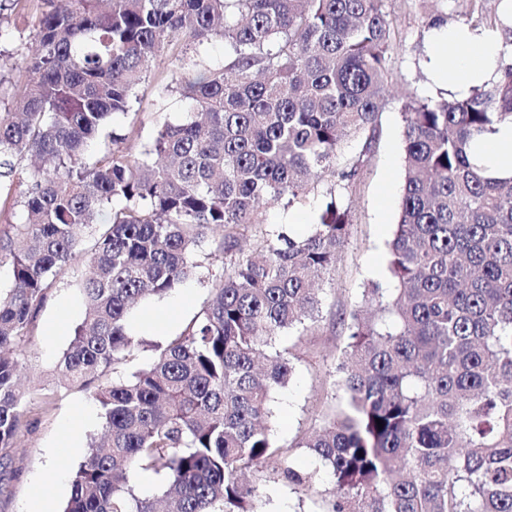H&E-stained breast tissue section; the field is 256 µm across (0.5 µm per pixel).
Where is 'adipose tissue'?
Listing matches in <instances>:
<instances>
[{
	"mask_svg": "<svg viewBox=\"0 0 512 512\" xmlns=\"http://www.w3.org/2000/svg\"><path fill=\"white\" fill-rule=\"evenodd\" d=\"M430 60L435 75L465 95L473 87L498 80L512 57L492 35L480 36L466 27L444 26ZM476 150L489 173L512 174V123L500 125L489 138L478 139Z\"/></svg>",
	"mask_w": 512,
	"mask_h": 512,
	"instance_id": "1",
	"label": "adipose tissue"
}]
</instances>
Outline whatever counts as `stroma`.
Returning a JSON list of instances; mask_svg holds the SVG:
<instances>
[{
	"label": "stroma",
	"instance_id": "35a3bbf8",
	"mask_svg": "<svg viewBox=\"0 0 512 512\" xmlns=\"http://www.w3.org/2000/svg\"><path fill=\"white\" fill-rule=\"evenodd\" d=\"M385 7L395 35L378 117L379 137L350 199L351 234L335 274L321 285L312 333L301 336L290 330L277 340L278 349L294 356V375L271 401L272 430L278 444L287 450L292 466L302 473L316 472L317 481L308 489L289 483L269 467L251 473L260 491L261 512H326L329 506L333 477L299 442L336 405V356L346 336L343 313L360 303L369 283L378 282L386 288L391 285L386 243L397 222L403 189V105L411 96L441 100L449 93L447 86L434 84L429 71L433 32L428 21L440 15L448 25L462 26L479 15L490 25L498 4L496 0H386ZM20 13H0V24L12 29L11 36L0 41V75L6 79L0 85V109L10 104L9 81L23 66L32 38V28L22 23ZM167 75V67L159 66L139 86L137 93L147 107L141 119L115 116V125L126 130L130 141L147 142L164 121L180 119L184 106L175 96L169 97L163 111L149 109L156 84ZM325 191V185H318L301 206L269 204L267 222L288 223L296 235L306 234L319 219ZM211 249V243H203L201 266L192 278L164 298L144 302L133 311L130 323L139 337L162 342L179 334L210 298L212 279L221 267L219 261L210 258ZM82 271V265H75L49 290L32 335L18 350L27 393V426L17 437L8 474L0 483V512H27L30 500L38 494L52 503L55 512H62L70 496L72 473L84 460L91 439L101 434L97 403L90 393L63 385L57 367L85 313V299L78 286ZM68 437L78 450L60 454L58 447ZM50 470L60 473V482H41V475Z\"/></svg>",
	"mask_w": 512,
	"mask_h": 512
}]
</instances>
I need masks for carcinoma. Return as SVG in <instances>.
<instances>
[{
	"label": "carcinoma",
	"instance_id": "1",
	"mask_svg": "<svg viewBox=\"0 0 512 512\" xmlns=\"http://www.w3.org/2000/svg\"><path fill=\"white\" fill-rule=\"evenodd\" d=\"M32 15L28 59L0 112V456L25 426L15 351L48 291L83 261L85 316L63 380L92 394L90 444L63 512H258L241 474L273 464L312 485L271 434L270 402L293 372L276 338L309 328L318 285L350 236V196L372 154L393 23L384 0H56ZM219 39L222 64L202 49ZM159 108L186 112L144 145L112 129L159 62ZM403 195L387 243L394 283L343 315L340 403L300 443L330 470L326 512H512V177L477 165L474 139L512 121V65L487 89L403 106ZM349 138L360 143L342 156ZM327 185L304 236L265 223ZM94 231L90 253L82 250ZM215 231L221 271L182 331L125 379L145 341L139 303L195 274ZM382 420L378 428L376 420ZM165 475L161 496L133 476Z\"/></svg>",
	"mask_w": 512,
	"mask_h": 512
}]
</instances>
